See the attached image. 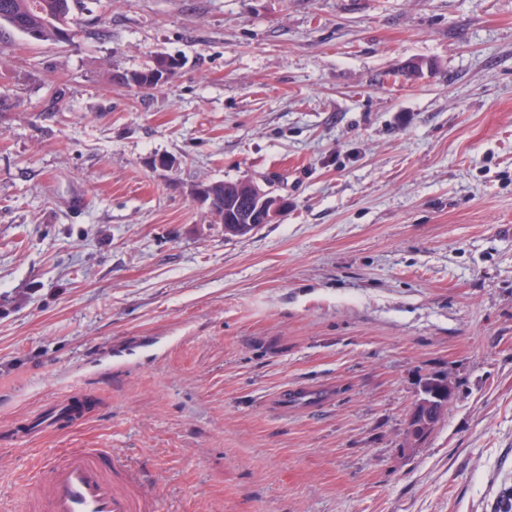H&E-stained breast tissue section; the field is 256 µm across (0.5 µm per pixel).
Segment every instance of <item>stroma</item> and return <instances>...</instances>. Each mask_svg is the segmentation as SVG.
Wrapping results in <instances>:
<instances>
[{"instance_id": "1", "label": "stroma", "mask_w": 512, "mask_h": 512, "mask_svg": "<svg viewBox=\"0 0 512 512\" xmlns=\"http://www.w3.org/2000/svg\"><path fill=\"white\" fill-rule=\"evenodd\" d=\"M76 14L67 42L0 33V512L58 448L133 455L160 512H499L512 0ZM160 54L166 82L117 81ZM241 179L288 209L228 238L189 190ZM74 390L86 422L24 437ZM442 384L448 388V398L446 399V405L448 404V400L451 397V389L448 386V381L446 378L434 375L428 378L422 388V392L420 395V399L414 406V411L419 415L422 411H425V420L426 422L432 421L431 419L435 418L433 412L437 411L439 401H441L444 397H446V391L443 386L434 385L432 388L426 387L427 385L432 384Z\"/></svg>"}]
</instances>
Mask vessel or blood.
Returning a JSON list of instances; mask_svg holds the SVG:
<instances>
[{
	"label": "vessel or blood",
	"mask_w": 512,
	"mask_h": 512,
	"mask_svg": "<svg viewBox=\"0 0 512 512\" xmlns=\"http://www.w3.org/2000/svg\"><path fill=\"white\" fill-rule=\"evenodd\" d=\"M43 495L24 494V512H159L160 495L107 448H62L37 468Z\"/></svg>",
	"instance_id": "obj_1"
}]
</instances>
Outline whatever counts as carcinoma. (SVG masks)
Segmentation results:
<instances>
[{
  "instance_id": "cac0c4a2",
  "label": "carcinoma",
  "mask_w": 512,
  "mask_h": 512,
  "mask_svg": "<svg viewBox=\"0 0 512 512\" xmlns=\"http://www.w3.org/2000/svg\"><path fill=\"white\" fill-rule=\"evenodd\" d=\"M78 0H0V25L27 35L33 31L42 42H57L60 26L77 23L75 6ZM214 209L211 217L224 216V235L241 238L248 234L243 220L233 213V207L250 208L255 205L252 187L244 180L206 182Z\"/></svg>"
}]
</instances>
